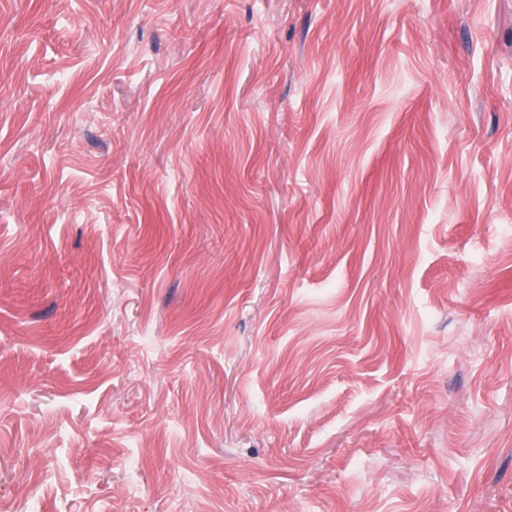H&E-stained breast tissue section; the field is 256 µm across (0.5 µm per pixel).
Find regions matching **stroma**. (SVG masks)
<instances>
[{"label": "stroma", "mask_w": 512, "mask_h": 512, "mask_svg": "<svg viewBox=\"0 0 512 512\" xmlns=\"http://www.w3.org/2000/svg\"><path fill=\"white\" fill-rule=\"evenodd\" d=\"M510 229L512 0H0V512H512Z\"/></svg>", "instance_id": "obj_1"}]
</instances>
